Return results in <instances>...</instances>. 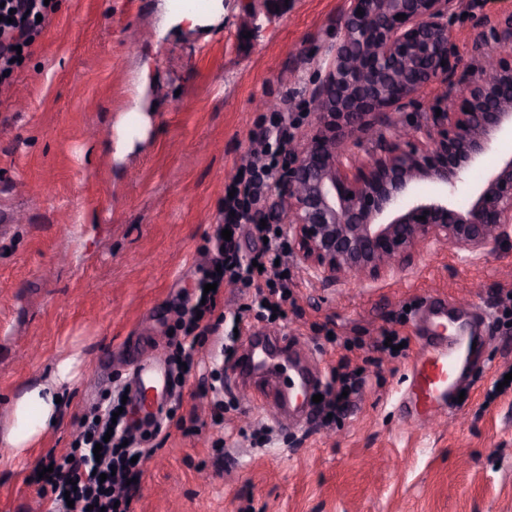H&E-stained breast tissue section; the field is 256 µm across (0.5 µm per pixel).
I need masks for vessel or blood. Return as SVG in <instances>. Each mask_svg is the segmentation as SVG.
I'll return each instance as SVG.
<instances>
[{"label":"vessel or blood","instance_id":"b4317fda","mask_svg":"<svg viewBox=\"0 0 512 512\" xmlns=\"http://www.w3.org/2000/svg\"><path fill=\"white\" fill-rule=\"evenodd\" d=\"M427 315L418 328V351L408 368L401 412L405 421L422 425L448 411L476 340L468 324L448 322V301L433 295L426 302ZM136 392H152L149 413L164 401L167 367L156 358L139 357L134 363Z\"/></svg>","mask_w":512,"mask_h":512}]
</instances>
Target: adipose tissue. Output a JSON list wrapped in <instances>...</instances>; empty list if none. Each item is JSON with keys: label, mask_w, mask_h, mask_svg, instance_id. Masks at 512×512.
Segmentation results:
<instances>
[{"label": "adipose tissue", "mask_w": 512, "mask_h": 512, "mask_svg": "<svg viewBox=\"0 0 512 512\" xmlns=\"http://www.w3.org/2000/svg\"><path fill=\"white\" fill-rule=\"evenodd\" d=\"M74 357L61 358L45 380L27 386L13 407V424L0 435V442L11 449L13 456H25L36 446L43 434L57 426L60 397L69 389L73 375Z\"/></svg>", "instance_id": "ef3b65f1"}]
</instances>
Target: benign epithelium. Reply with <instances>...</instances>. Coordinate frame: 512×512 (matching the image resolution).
Here are the masks:
<instances>
[{
    "instance_id": "1",
    "label": "benign epithelium",
    "mask_w": 512,
    "mask_h": 512,
    "mask_svg": "<svg viewBox=\"0 0 512 512\" xmlns=\"http://www.w3.org/2000/svg\"><path fill=\"white\" fill-rule=\"evenodd\" d=\"M453 3L350 0L311 129L288 151L276 184L295 261L323 280L378 279L436 244L474 254L512 237L511 155L474 185L466 207L450 198L461 174L512 134V15L480 36L488 50L441 115L423 126L375 123L457 64ZM368 138L380 152L362 158L352 147ZM425 180L446 191L414 193Z\"/></svg>"
}]
</instances>
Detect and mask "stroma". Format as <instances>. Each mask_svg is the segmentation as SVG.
I'll list each match as a JSON object with an SVG mask.
<instances>
[{
  "instance_id": "35a3bbf8",
  "label": "stroma",
  "mask_w": 512,
  "mask_h": 512,
  "mask_svg": "<svg viewBox=\"0 0 512 512\" xmlns=\"http://www.w3.org/2000/svg\"><path fill=\"white\" fill-rule=\"evenodd\" d=\"M349 0H211L196 25L167 0H56L41 35L0 85V433L30 383L78 353L56 427L27 457L0 445V512H41L34 479L72 445L82 418L129 385L130 346L166 357L183 290L202 276L224 219V183L270 109L295 112V137L339 37ZM512 0H458L449 28L460 59L413 103L416 124L467 82L478 35ZM133 148L116 153V129ZM294 301L270 322L230 287L216 330L179 390L185 428L158 435L134 512H512V241L467 255L425 249L377 280L322 281L288 265ZM479 305L486 361L446 419L410 426L397 409L426 297ZM244 331L293 336L304 365L342 362L364 384L333 422L318 411L279 420L259 409L266 385L224 362V318ZM223 402L214 418L215 402Z\"/></svg>"
}]
</instances>
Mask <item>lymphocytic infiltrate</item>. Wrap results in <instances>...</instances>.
Returning <instances> with one entry per match:
<instances>
[{
	"instance_id": "lymphocytic-infiltrate-1",
	"label": "lymphocytic infiltrate",
	"mask_w": 512,
	"mask_h": 512,
	"mask_svg": "<svg viewBox=\"0 0 512 512\" xmlns=\"http://www.w3.org/2000/svg\"><path fill=\"white\" fill-rule=\"evenodd\" d=\"M4 2L0 8V74L12 72L18 49H29L42 30L40 17L50 11L44 0ZM293 125L288 108L270 112L263 129L251 141L248 160L229 182L235 194L224 201L225 228L249 225L255 236L263 238L264 245L249 263L242 260L237 241L216 238L213 250L206 254L204 281L211 284V291L198 287L182 297L180 334L175 339V354L169 359L176 374L198 366L197 354L210 331L202 318L215 309L220 288L254 289L252 304L256 307L266 303L279 307L288 300V280L276 264L285 256L288 242L277 226L265 224L264 218L267 195L277 179ZM123 395V390L113 391L106 408L86 415L76 446L54 460L52 472L38 480L45 512H88L92 507L98 512H131L134 480L142 475L134 461L149 457L151 450L147 437L133 435L126 415L120 414Z\"/></svg>"
}]
</instances>
